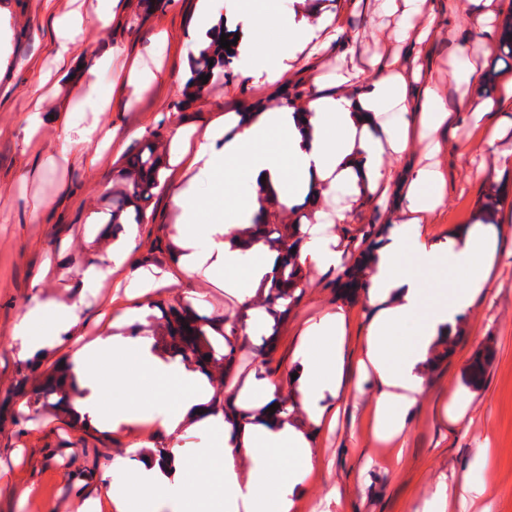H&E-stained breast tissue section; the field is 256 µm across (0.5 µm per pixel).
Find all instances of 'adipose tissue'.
Returning a JSON list of instances; mask_svg holds the SVG:
<instances>
[{
    "label": "adipose tissue",
    "mask_w": 512,
    "mask_h": 512,
    "mask_svg": "<svg viewBox=\"0 0 512 512\" xmlns=\"http://www.w3.org/2000/svg\"><path fill=\"white\" fill-rule=\"evenodd\" d=\"M380 7L395 16V34L400 41L423 43L430 38L433 27L426 0H382ZM83 21L81 0H70L67 9L54 16L57 63L70 61L73 38ZM230 22L238 30L237 51L245 75L268 82L279 81L296 53L330 26L329 20L313 23L292 9L262 18L249 0H239ZM269 26L280 30L281 46L277 52L263 54L258 49V33ZM453 57L454 73L468 90L452 109L430 87L418 114H411L408 86L418 80V72L397 69L369 77L360 70L352 77L338 75L336 91L316 85L305 111L283 107L247 115L228 112L222 125L197 137L177 133L168 147L171 159L188 161L194 170L192 179L178 184L172 197L180 210L175 258L179 271L206 280L223 275L225 294L247 315L245 334L271 330L277 322L276 309L264 299L279 271V253L245 232L262 200L274 199L290 208L308 197L335 195L354 202L375 195L387 190L393 180L385 157L406 155L414 136L444 128L452 111L466 113L479 124L488 113L512 101V79L503 84L498 100L483 99L476 90L480 75L469 51L456 49ZM355 77L365 79L367 88L352 95L343 86ZM274 133L286 141L287 153L267 149L266 142ZM237 162L246 177L233 185L237 205L232 220L217 217L200 223L201 187L215 185L224 167ZM444 186L438 168L425 165L413 171L402 186L406 204L396 227L376 248L367 273V301L373 313L363 337L360 366L369 370L375 388V434L388 442L403 441L409 414L423 391L426 361L445 341L449 325L463 316L488 286L484 267L492 241L486 227L475 226L445 242L434 239L426 229L430 216L444 202ZM346 218V209L340 208L331 214L314 211L312 219L304 221L298 251L301 266L323 271L341 268L345 248L332 227ZM409 254L423 262L471 271L472 277L450 300L427 307V288L402 264ZM410 324L415 332L411 345L406 346L400 332ZM348 340L349 319L343 309H327L310 318L294 354L295 380L286 388L269 378L263 367H255L234 395L237 405L253 409L254 414L237 422L214 411L208 378L192 363L167 358L153 337L105 333L84 346L69 364L82 388L75 410L83 418L128 431L151 421L170 435L189 421L197 430L222 436L220 447L207 452L213 479L205 484H189L184 474L176 473V465L185 461L176 443L167 448L162 462L149 456L136 462L120 461L122 491H113L108 485L103 488L115 512H129L133 504L159 499L202 505L213 501L223 512H292L295 490L304 484L316 461L307 424L336 421L339 404L366 393L363 382L342 384ZM130 369L153 381L175 384L176 398L147 400L136 406L117 404L111 414H103L100 393L105 382L122 381ZM286 391L299 402L304 420L288 414L269 422L260 414V407ZM329 396L335 398V406L326 404ZM494 455V449H481L472 473L451 484L439 482L425 500L424 512H448L452 502L488 496V486L474 480L472 474L487 468Z\"/></svg>",
    "instance_id": "ef3b65f1"
}]
</instances>
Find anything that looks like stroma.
<instances>
[{"label":"stroma","mask_w":512,"mask_h":512,"mask_svg":"<svg viewBox=\"0 0 512 512\" xmlns=\"http://www.w3.org/2000/svg\"><path fill=\"white\" fill-rule=\"evenodd\" d=\"M109 0H84L85 22L75 37L74 59L82 61L110 49L115 67L151 70L155 79L138 96L120 90L114 70H101L91 83H75L71 68L58 67L51 25L52 9H66L69 0H0V512H79L82 503L100 495L102 481L116 459L130 447L149 454L169 447L158 429L112 431L95 422L74 424L71 414L49 411L27 417V393L36 371L59 365L68 354L111 331L112 320L142 305L144 298L126 295L117 286L125 267L109 263L112 242V191L115 175L126 157L146 143L151 131L164 127L166 137L179 128L205 132L227 112H263L280 107L286 91L309 93L313 83L333 85L337 70L359 68L374 74L398 65L421 67L422 78L447 105L466 90L454 77L453 52L473 49L480 72L500 71L512 78V59L497 58L494 27L512 12V0H493L489 30L480 31L456 19L448 0H428L434 14L431 44L412 47L393 36L395 20L379 9L380 0H300L307 19L334 16L343 29L319 53H299L284 80L270 84L244 78L240 72L214 80L202 99L181 106V91L189 75L195 42L192 37L197 0H167L146 8L145 0H122L124 8L112 22L99 14ZM112 98V109H94L97 97ZM40 108L43 126L31 133L28 117ZM99 122L112 129V148L94 167L82 161L83 144L70 141L67 121ZM437 152L416 142L398 160L405 169L432 158L446 179L445 203L431 217L433 236L447 239L449 231L468 228L476 204L490 184L502 185V215L512 216V107L490 113L485 124L463 120L436 134ZM193 176L187 166L162 171L163 188L147 208L130 254L133 262L169 270L179 240L175 226L179 211L170 201L173 186ZM400 201L396 190L368 196L354 204L346 223L332 230L346 242L359 241L372 224H391ZM500 257L490 276L487 294L476 297L462 320L447 357L437 359L425 373L424 393L409 416L403 454L374 433L369 401L349 402L334 427L311 428L317 454L314 471L295 498V512H321L330 488L341 494L340 512H417L439 481L467 470L480 448L496 450L489 470L477 480L491 493L484 512H512V223L495 227ZM431 288L430 301L462 282L465 272L452 267L405 258ZM89 265L100 276L89 288L78 273ZM338 272L311 269L300 301L275 329V349L264 353L262 336L243 350L230 378L247 376L263 361L272 379L282 380L292 366L304 322L336 306L344 308L352 333L371 317L365 294L347 299L337 286ZM194 291L207 294V315L234 312L219 285L184 276L150 291L152 301L173 303ZM55 300L73 307L79 317L70 339L57 342L46 322L35 329L48 345L38 360L19 358L14 326L38 305ZM490 345L493 354L479 383L470 375L474 352ZM457 391L465 410L454 422L442 419L441 403ZM221 437L193 427L182 432L181 444L195 471L190 482L206 483L208 449Z\"/></svg>","instance_id":"35a3bbf8"}]
</instances>
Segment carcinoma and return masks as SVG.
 <instances>
[{
	"label": "carcinoma",
	"mask_w": 512,
	"mask_h": 512,
	"mask_svg": "<svg viewBox=\"0 0 512 512\" xmlns=\"http://www.w3.org/2000/svg\"><path fill=\"white\" fill-rule=\"evenodd\" d=\"M497 50L501 58H512V12L504 15L498 25ZM235 45L225 49L220 45V37H215L204 48L197 50L191 58L189 77L182 89V103L196 101L203 95L204 84L201 76L214 77L231 68L237 60ZM163 137L154 130L150 132L152 141L136 149L122 167L123 189L112 200V227L123 223L143 224L147 220V204L154 190L161 188V172L165 167L164 155L157 152L153 140ZM504 204L500 186L492 184L478 201L473 223L493 224ZM286 207L278 202L262 205L253 224L246 228L249 234H257L265 242L272 244L283 256L284 270L282 281L270 289L268 301L275 302L282 298L287 300L284 310L279 313L282 320L291 308L300 300L303 290L305 272L295 262L291 249L298 246L302 238L301 224L293 217L284 223L280 213ZM382 227L374 225L356 247L350 267L345 272L344 287L356 288L363 283L368 263L376 245L375 238ZM166 320V346L172 355L183 360L198 364L203 371L220 366L224 369L235 366L242 344L238 341L237 331L242 323L243 315L207 316L198 313L191 302H180L164 311ZM189 329H184V326ZM492 354L490 347L478 350L473 360L472 381H479L484 368ZM75 385L69 372L57 368L49 373L39 375V381L31 389L28 399V415L38 416L52 397L57 403L70 402L71 392Z\"/></svg>",
	"instance_id": "1"
}]
</instances>
